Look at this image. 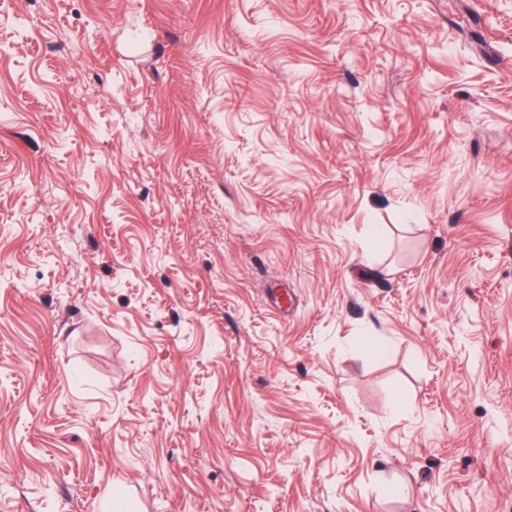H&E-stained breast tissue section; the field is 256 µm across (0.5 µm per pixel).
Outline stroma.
I'll return each instance as SVG.
<instances>
[{"label":"stroma","instance_id":"35a3bbf8","mask_svg":"<svg viewBox=\"0 0 512 512\" xmlns=\"http://www.w3.org/2000/svg\"><path fill=\"white\" fill-rule=\"evenodd\" d=\"M0 512H512V0H0Z\"/></svg>","mask_w":512,"mask_h":512}]
</instances>
